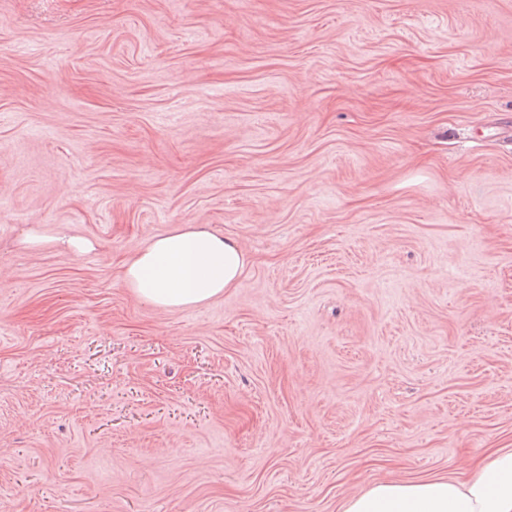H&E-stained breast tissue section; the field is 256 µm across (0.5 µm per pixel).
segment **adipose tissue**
Listing matches in <instances>:
<instances>
[{"instance_id":"obj_1","label":"adipose tissue","mask_w":512,"mask_h":512,"mask_svg":"<svg viewBox=\"0 0 512 512\" xmlns=\"http://www.w3.org/2000/svg\"><path fill=\"white\" fill-rule=\"evenodd\" d=\"M247 264L233 241L190 224L155 237L124 262V281L138 298L178 308L236 287ZM343 512H512V448L490 449L442 477L373 484Z\"/></svg>"}]
</instances>
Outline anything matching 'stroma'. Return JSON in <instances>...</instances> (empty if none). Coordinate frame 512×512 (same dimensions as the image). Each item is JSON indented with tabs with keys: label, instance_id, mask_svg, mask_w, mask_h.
<instances>
[{
	"label": "stroma",
	"instance_id": "1",
	"mask_svg": "<svg viewBox=\"0 0 512 512\" xmlns=\"http://www.w3.org/2000/svg\"><path fill=\"white\" fill-rule=\"evenodd\" d=\"M184 224L238 286L139 299ZM487 448L512 0H0V512H340ZM247 265V256L233 241L187 224L155 237L125 261L124 281L138 298L178 308L235 288Z\"/></svg>",
	"mask_w": 512,
	"mask_h": 512
}]
</instances>
